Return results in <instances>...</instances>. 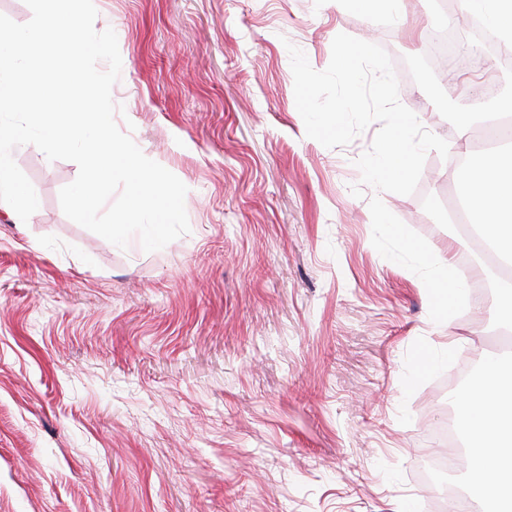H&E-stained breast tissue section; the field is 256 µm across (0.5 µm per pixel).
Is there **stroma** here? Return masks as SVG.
<instances>
[{"label": "stroma", "mask_w": 512, "mask_h": 512, "mask_svg": "<svg viewBox=\"0 0 512 512\" xmlns=\"http://www.w3.org/2000/svg\"><path fill=\"white\" fill-rule=\"evenodd\" d=\"M122 58L115 122L187 187L190 231L144 252L63 213L78 174L33 145L39 199L0 208V512H434L421 462L448 452L441 384L494 347L498 304L460 300L449 330L419 254L458 265V115L479 83L512 99V63L446 74L399 100L447 141L410 195L368 187V128L307 137L288 45L324 70L345 33L421 60L442 0L407 22L360 0H93ZM434 357L429 369L419 355Z\"/></svg>", "instance_id": "35a3bbf8"}]
</instances>
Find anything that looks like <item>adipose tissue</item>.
<instances>
[{"mask_svg": "<svg viewBox=\"0 0 512 512\" xmlns=\"http://www.w3.org/2000/svg\"><path fill=\"white\" fill-rule=\"evenodd\" d=\"M512 47V0H460ZM470 213L477 232L506 260H512V148L490 149L468 178ZM464 430L483 438L473 454L469 495L477 502L495 499L512 506V372L489 366L466 389L460 402Z\"/></svg>", "mask_w": 512, "mask_h": 512, "instance_id": "ef3b65f1", "label": "adipose tissue"}]
</instances>
